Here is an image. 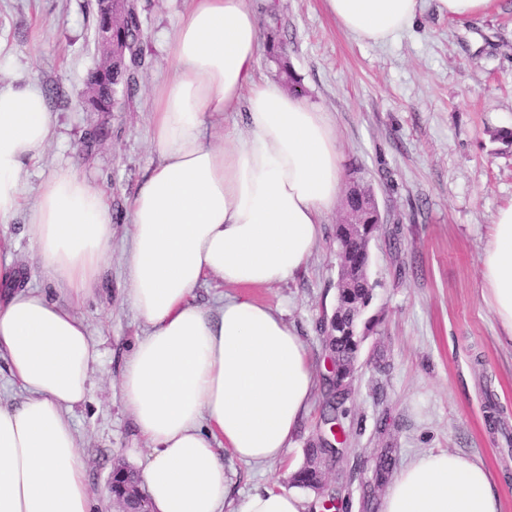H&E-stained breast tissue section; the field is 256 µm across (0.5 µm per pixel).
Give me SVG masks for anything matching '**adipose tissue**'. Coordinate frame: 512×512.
Masks as SVG:
<instances>
[{
    "mask_svg": "<svg viewBox=\"0 0 512 512\" xmlns=\"http://www.w3.org/2000/svg\"><path fill=\"white\" fill-rule=\"evenodd\" d=\"M167 43L152 99L157 160L129 203V302L146 326L121 372L123 404L150 454L151 512H224L219 447L240 460H283L317 388L308 349L282 311L250 291L295 276L313 254L343 183L327 114L254 77L260 31L248 0H188ZM341 28L384 43L407 30L420 0H324ZM247 104L245 132L224 115ZM53 132L41 89L0 86V224L19 211L48 280L80 300L112 248V204L75 166L30 191L26 165ZM481 283L512 346V204L493 218ZM0 250V357L26 393L0 406V512H91L87 461L70 414L100 357L87 326L37 288L17 290ZM214 278L234 288L195 304ZM283 488H259L234 512H306ZM383 512H502L485 464L451 452L415 456L389 485Z\"/></svg>",
    "mask_w": 512,
    "mask_h": 512,
    "instance_id": "obj_1",
    "label": "adipose tissue"
}]
</instances>
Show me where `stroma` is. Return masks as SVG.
Here are the masks:
<instances>
[{
	"instance_id": "35a3bbf8",
	"label": "stroma",
	"mask_w": 512,
	"mask_h": 512,
	"mask_svg": "<svg viewBox=\"0 0 512 512\" xmlns=\"http://www.w3.org/2000/svg\"><path fill=\"white\" fill-rule=\"evenodd\" d=\"M277 4L281 26L270 30ZM145 66L130 102L115 112H85L74 96L101 61L95 0H0V79L30 82L45 95L54 133L25 178L38 186L60 166L79 164L112 202V254L90 291L71 303L45 278L26 229V213L0 224L21 285L39 288L87 325L101 351L87 400L71 421L87 459L93 512H114L116 465L142 469L148 448L125 410L120 375L145 325L126 294L127 203L157 159L151 96L166 73V44L187 0H136ZM261 34L288 47V62L309 103L336 128L344 173L372 190L382 222L369 243L373 299L360 331L341 420L344 456L324 466L349 512H381L385 487L373 486V459L390 449L396 467L424 451L479 458L496 478L502 512H512V347L480 291V254L497 210L512 203V0L463 20L420 0L411 28L383 44L347 34L323 0H250ZM336 207L308 263L291 279L252 289L284 311L306 342L317 374L328 353L321 321L336 306ZM325 398L316 393L285 461L248 465L224 451V467L240 501L255 488L289 487V466L304 463L324 432Z\"/></svg>"
}]
</instances>
